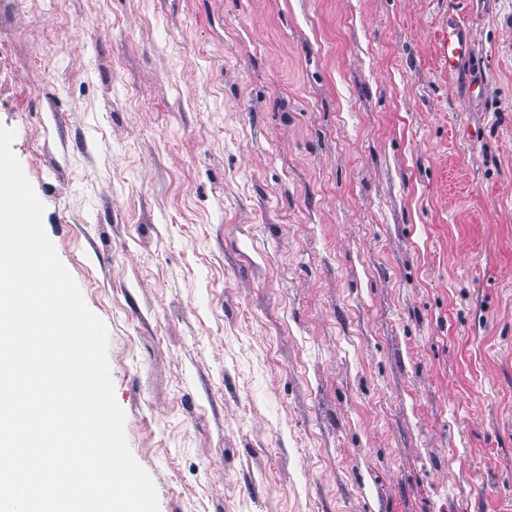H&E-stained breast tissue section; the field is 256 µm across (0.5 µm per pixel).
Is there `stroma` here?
<instances>
[{
    "label": "stroma",
    "mask_w": 512,
    "mask_h": 512,
    "mask_svg": "<svg viewBox=\"0 0 512 512\" xmlns=\"http://www.w3.org/2000/svg\"><path fill=\"white\" fill-rule=\"evenodd\" d=\"M457 2L0 7V124L160 512H512V0L451 77ZM435 57L440 68L454 74L471 53V39L466 24L458 14H448L435 31Z\"/></svg>",
    "instance_id": "1"
}]
</instances>
